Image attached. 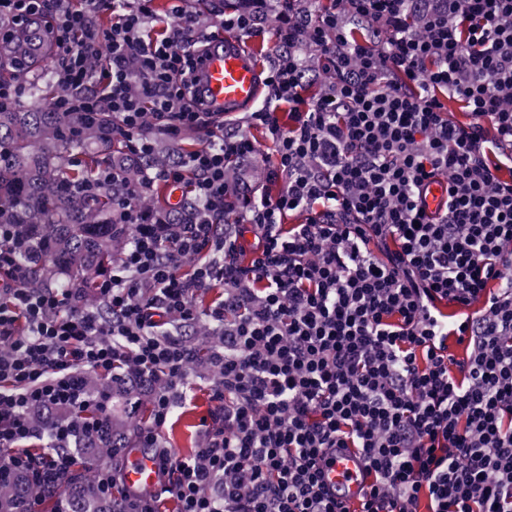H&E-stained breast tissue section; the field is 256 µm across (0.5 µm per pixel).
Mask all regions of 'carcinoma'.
<instances>
[{
  "instance_id": "1",
  "label": "carcinoma",
  "mask_w": 512,
  "mask_h": 512,
  "mask_svg": "<svg viewBox=\"0 0 512 512\" xmlns=\"http://www.w3.org/2000/svg\"><path fill=\"white\" fill-rule=\"evenodd\" d=\"M21 94L0 109V224L13 225L29 250L17 256L31 288L56 286L62 273L90 296L129 242V229L112 223L126 183L140 167L169 163L179 149L155 145L143 161L128 159L116 145L110 112H54L49 97L64 93L46 70L22 76ZM122 169L125 181L89 189L98 169ZM139 425L113 414L99 420L91 450L108 458L126 447ZM52 500V512H120V497L103 492L87 470L73 475L60 494L41 492L28 475L0 479V512H20L23 501Z\"/></svg>"
}]
</instances>
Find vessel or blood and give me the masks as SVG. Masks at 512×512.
<instances>
[{"instance_id":"1","label":"vessel or blood","mask_w":512,"mask_h":512,"mask_svg":"<svg viewBox=\"0 0 512 512\" xmlns=\"http://www.w3.org/2000/svg\"><path fill=\"white\" fill-rule=\"evenodd\" d=\"M27 57L47 53L51 35L43 27L22 34ZM198 75L205 106L227 115L250 109L262 91L261 68L242 40L235 36L212 38L209 53ZM321 466V480L328 494L341 502L355 501L366 492L362 479L364 459L355 451L339 448L328 451ZM161 474L153 454L142 448L125 451L123 486L133 494L154 491Z\"/></svg>"}]
</instances>
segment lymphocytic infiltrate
I'll use <instances>...</instances> for the list:
<instances>
[{"mask_svg": "<svg viewBox=\"0 0 512 512\" xmlns=\"http://www.w3.org/2000/svg\"><path fill=\"white\" fill-rule=\"evenodd\" d=\"M36 18L55 35L68 90L53 111L111 113L113 133L143 156L159 134L203 129L210 143L130 185L116 221L134 241L94 305H80L81 289L30 288L13 273L0 284V470L60 491L72 447L96 429L66 419L46 432L30 414L108 410L85 373L121 368L153 384L138 443L157 449L180 512H512V0H336L285 13L266 84L290 122L249 115L278 159L267 177L284 187L241 208L227 169L255 147L198 106L192 75L208 48L191 12L162 21L151 0H0V41ZM309 46L336 75L313 101ZM447 98L468 123L448 119ZM438 177L448 201L432 215L421 200ZM160 181L184 186L200 216L142 209ZM296 210L305 223L284 227ZM218 284L223 300L199 310L197 293ZM202 320L219 381L203 443L182 458L159 432L187 399L184 329ZM43 438L47 450L33 452ZM325 448L363 455L364 497L327 498Z\"/></svg>", "mask_w": 512, "mask_h": 512, "instance_id": "f902f5d3", "label": "lymphocytic infiltrate"}]
</instances>
